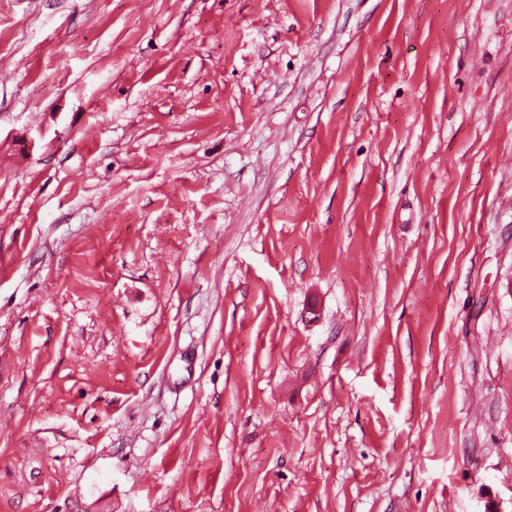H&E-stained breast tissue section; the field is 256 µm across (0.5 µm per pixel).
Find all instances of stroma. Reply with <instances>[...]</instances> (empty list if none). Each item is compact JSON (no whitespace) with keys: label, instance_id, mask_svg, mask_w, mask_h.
I'll return each mask as SVG.
<instances>
[{"label":"stroma","instance_id":"35a3bbf8","mask_svg":"<svg viewBox=\"0 0 512 512\" xmlns=\"http://www.w3.org/2000/svg\"><path fill=\"white\" fill-rule=\"evenodd\" d=\"M0 512H512V0H0Z\"/></svg>","mask_w":512,"mask_h":512}]
</instances>
